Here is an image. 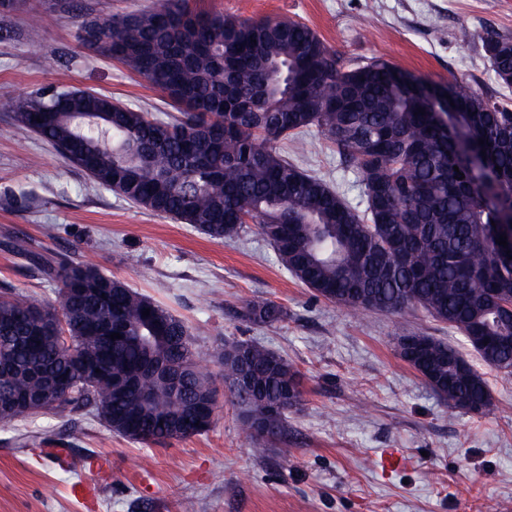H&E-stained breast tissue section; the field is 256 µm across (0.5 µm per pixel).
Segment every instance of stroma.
<instances>
[{"instance_id":"obj_1","label":"stroma","mask_w":512,"mask_h":512,"mask_svg":"<svg viewBox=\"0 0 512 512\" xmlns=\"http://www.w3.org/2000/svg\"><path fill=\"white\" fill-rule=\"evenodd\" d=\"M158 0H0V85L16 94L83 89L157 115L163 94L79 38L85 19L156 7ZM259 19H297L346 60L381 57L437 83L459 81L512 99L472 42L477 30L512 34V0H188ZM38 29V38L28 36ZM288 157L352 204L355 169L317 131ZM28 235L35 251L117 276L169 308L194 334L218 408L206 433L134 442L89 414L61 410L0 425V512H512V374L484 363L463 336L423 310L348 313L296 282L254 231L221 243L99 188L37 136L18 139L0 100V292L59 301L7 248ZM270 299L286 317L242 320ZM454 346L482 374L491 403L479 414L449 408L399 355L400 336ZM251 340L286 358L301 403L281 442L258 452L220 376L224 344ZM81 459L62 470L32 439ZM110 475L94 505L70 487Z\"/></svg>"}]
</instances>
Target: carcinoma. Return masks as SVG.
Segmentation results:
<instances>
[{
	"label": "carcinoma",
	"instance_id": "1",
	"mask_svg": "<svg viewBox=\"0 0 512 512\" xmlns=\"http://www.w3.org/2000/svg\"><path fill=\"white\" fill-rule=\"evenodd\" d=\"M184 2L79 26L85 46L143 76L180 117L100 93L55 112L52 96L1 85L16 135L40 137L100 188L216 242L255 225L294 280L349 311L421 308L469 344L512 337L509 103L382 58L346 62L301 21L250 20ZM473 41L496 79L512 85V36L476 31ZM312 127L355 166L362 205L279 151L277 141L288 138L302 148L299 136ZM502 234L506 247L496 243ZM11 250L66 300L58 311L0 295V425L33 416L25 397L49 374L67 388L46 412L85 411L137 442L208 430L200 404L215 390L183 320L95 267L33 252L25 235L12 238ZM242 318L272 325L285 312L254 300ZM415 339L425 347L400 356L450 407L490 404L485 379L455 348ZM475 351L512 373V341ZM219 366L251 435L266 429L279 438L301 401L299 372L248 340L224 346Z\"/></svg>",
	"mask_w": 512,
	"mask_h": 512
}]
</instances>
